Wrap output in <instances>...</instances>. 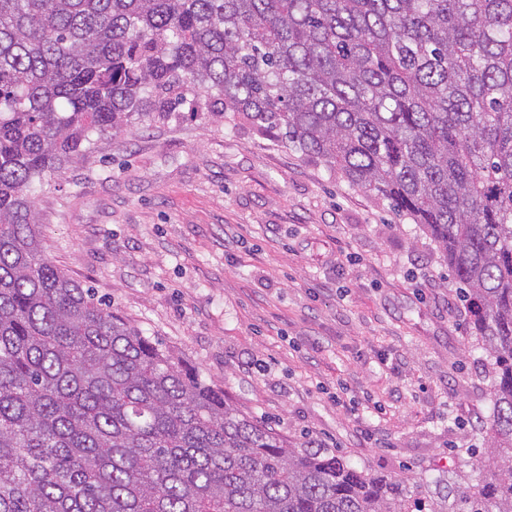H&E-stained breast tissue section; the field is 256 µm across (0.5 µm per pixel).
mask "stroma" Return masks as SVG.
Wrapping results in <instances>:
<instances>
[{"label": "stroma", "instance_id": "35a3bbf8", "mask_svg": "<svg viewBox=\"0 0 512 512\" xmlns=\"http://www.w3.org/2000/svg\"><path fill=\"white\" fill-rule=\"evenodd\" d=\"M45 251L289 443L411 492L485 447L491 365L433 242L249 125L99 142L39 192Z\"/></svg>", "mask_w": 512, "mask_h": 512}]
</instances>
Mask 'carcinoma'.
Returning a JSON list of instances; mask_svg holds the SVG:
<instances>
[{
    "mask_svg": "<svg viewBox=\"0 0 512 512\" xmlns=\"http://www.w3.org/2000/svg\"><path fill=\"white\" fill-rule=\"evenodd\" d=\"M185 105L430 236L492 365L476 484L288 444L45 254V179ZM0 512H512V0H0Z\"/></svg>",
    "mask_w": 512,
    "mask_h": 512,
    "instance_id": "obj_1",
    "label": "carcinoma"
}]
</instances>
